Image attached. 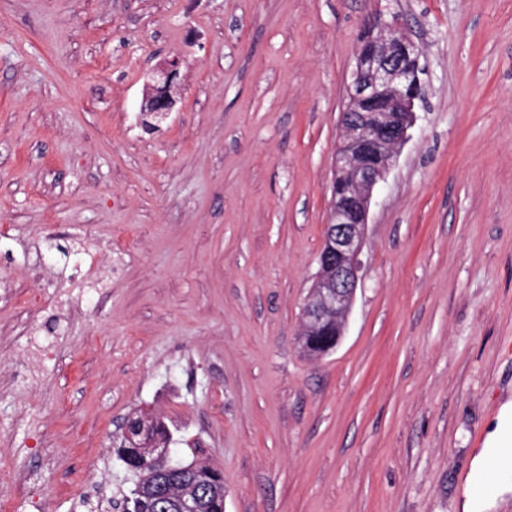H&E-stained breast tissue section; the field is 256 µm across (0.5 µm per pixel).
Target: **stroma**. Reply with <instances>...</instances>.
<instances>
[{
	"mask_svg": "<svg viewBox=\"0 0 512 512\" xmlns=\"http://www.w3.org/2000/svg\"><path fill=\"white\" fill-rule=\"evenodd\" d=\"M427 87L377 189L345 334L298 345L369 18ZM181 58L157 131L148 71ZM111 284L69 315L53 303ZM52 336L42 384L13 373ZM512 0H0V473L101 512L135 409L224 475V512H458L512 395Z\"/></svg>",
	"mask_w": 512,
	"mask_h": 512,
	"instance_id": "stroma-1",
	"label": "stroma"
}]
</instances>
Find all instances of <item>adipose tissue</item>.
<instances>
[{
    "mask_svg": "<svg viewBox=\"0 0 512 512\" xmlns=\"http://www.w3.org/2000/svg\"><path fill=\"white\" fill-rule=\"evenodd\" d=\"M512 426V401L501 405L493 422L488 426V433L482 448L473 456L465 483L461 492V512H493L497 499L512 492V470L496 474L493 489L485 496H474L471 488L474 483L486 477L485 463L490 454L505 448L504 431Z\"/></svg>",
    "mask_w": 512,
    "mask_h": 512,
    "instance_id": "ef3b65f1",
    "label": "adipose tissue"
}]
</instances>
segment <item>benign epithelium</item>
Listing matches in <instances>:
<instances>
[{
	"instance_id": "benign-epithelium-1",
	"label": "benign epithelium",
	"mask_w": 512,
	"mask_h": 512,
	"mask_svg": "<svg viewBox=\"0 0 512 512\" xmlns=\"http://www.w3.org/2000/svg\"><path fill=\"white\" fill-rule=\"evenodd\" d=\"M419 47L399 31L398 20L378 15L368 20L348 83L341 114L342 133L333 159V183L347 186L356 210L331 203L324 243L336 265L318 272L303 306L301 331H317L336 320L331 351L344 336L358 284L373 192L395 165L415 123L416 102L423 99ZM180 60L152 70L140 104L143 125L156 129L181 96ZM151 465L165 492L164 512H204V499L192 488L203 466L176 458L170 443L151 449Z\"/></svg>"
}]
</instances>
